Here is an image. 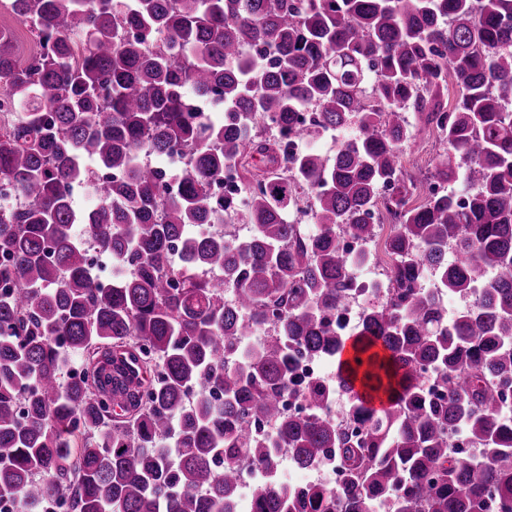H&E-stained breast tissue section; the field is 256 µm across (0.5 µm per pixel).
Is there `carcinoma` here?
I'll return each instance as SVG.
<instances>
[{
    "label": "carcinoma",
    "instance_id": "carcinoma-1",
    "mask_svg": "<svg viewBox=\"0 0 512 512\" xmlns=\"http://www.w3.org/2000/svg\"><path fill=\"white\" fill-rule=\"evenodd\" d=\"M0 5L37 45L24 60L0 27V108L15 113L0 183L28 201H0V500L234 512L249 464L251 512H512V0ZM415 122L437 128L429 182L448 185L417 204L402 163ZM327 131L331 159L310 146ZM176 146L188 169L172 184L140 152ZM89 162L112 180L78 209ZM230 168L238 187L212 193ZM306 186L317 230L303 234ZM231 223L250 235L210 232ZM339 229L369 255L346 258ZM372 261L386 286L358 289L361 322L341 335L332 316ZM457 297L469 304L450 316ZM351 337L345 376L307 380L308 412H286L299 359L334 360ZM356 381L389 406L360 403ZM458 432L478 458L450 448ZM284 448L301 469L335 457L339 482L280 480Z\"/></svg>",
    "mask_w": 512,
    "mask_h": 512
}]
</instances>
